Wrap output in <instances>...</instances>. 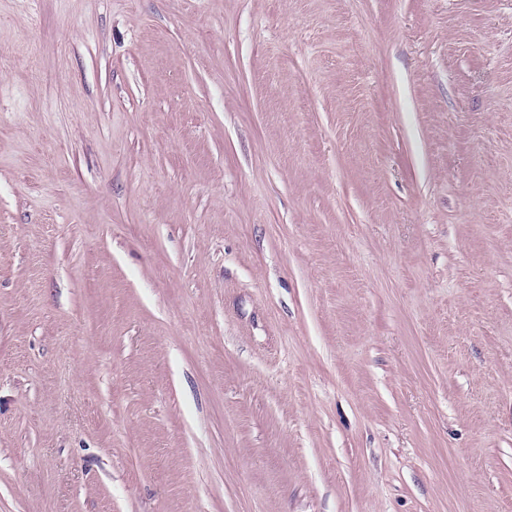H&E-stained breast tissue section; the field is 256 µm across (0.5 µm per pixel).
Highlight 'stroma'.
I'll use <instances>...</instances> for the list:
<instances>
[{
    "instance_id": "stroma-1",
    "label": "stroma",
    "mask_w": 512,
    "mask_h": 512,
    "mask_svg": "<svg viewBox=\"0 0 512 512\" xmlns=\"http://www.w3.org/2000/svg\"><path fill=\"white\" fill-rule=\"evenodd\" d=\"M0 512H512V0H0Z\"/></svg>"
}]
</instances>
